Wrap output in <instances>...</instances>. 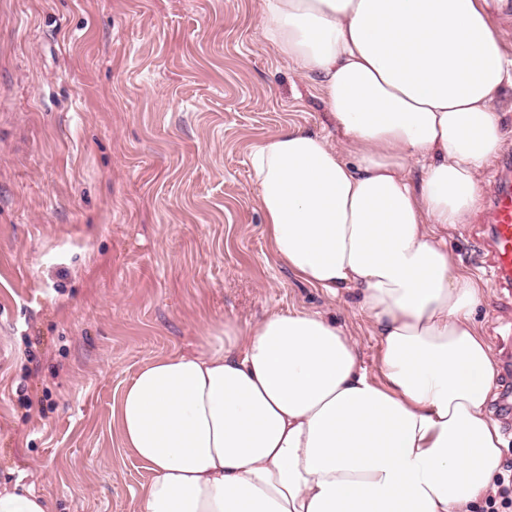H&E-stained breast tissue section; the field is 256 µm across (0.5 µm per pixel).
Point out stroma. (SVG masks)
I'll list each match as a JSON object with an SVG mask.
<instances>
[{
    "label": "stroma",
    "instance_id": "35a3bbf8",
    "mask_svg": "<svg viewBox=\"0 0 512 512\" xmlns=\"http://www.w3.org/2000/svg\"><path fill=\"white\" fill-rule=\"evenodd\" d=\"M335 136L322 91L263 36L261 0H0V487L52 512H136L150 475L112 404L153 359L274 310L379 342L345 295L272 255L254 145ZM486 207L448 231L484 287L476 322L512 389V299Z\"/></svg>",
    "mask_w": 512,
    "mask_h": 512
}]
</instances>
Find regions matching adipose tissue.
I'll use <instances>...</instances> for the list:
<instances>
[{
	"mask_svg": "<svg viewBox=\"0 0 512 512\" xmlns=\"http://www.w3.org/2000/svg\"><path fill=\"white\" fill-rule=\"evenodd\" d=\"M485 0H262L273 49L315 76L343 143L256 145L275 257L353 291L378 375L335 319L288 309L142 366L112 405L149 471L138 512H476L502 458L484 291L448 249L503 143L512 49Z\"/></svg>",
	"mask_w": 512,
	"mask_h": 512,
	"instance_id": "obj_1",
	"label": "adipose tissue"
}]
</instances>
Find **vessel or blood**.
I'll return each mask as SVG.
<instances>
[{
  "instance_id": "b4317fda",
  "label": "vessel or blood",
  "mask_w": 512,
  "mask_h": 512,
  "mask_svg": "<svg viewBox=\"0 0 512 512\" xmlns=\"http://www.w3.org/2000/svg\"><path fill=\"white\" fill-rule=\"evenodd\" d=\"M487 252L498 290L512 294V167L502 166L488 206Z\"/></svg>"
}]
</instances>
